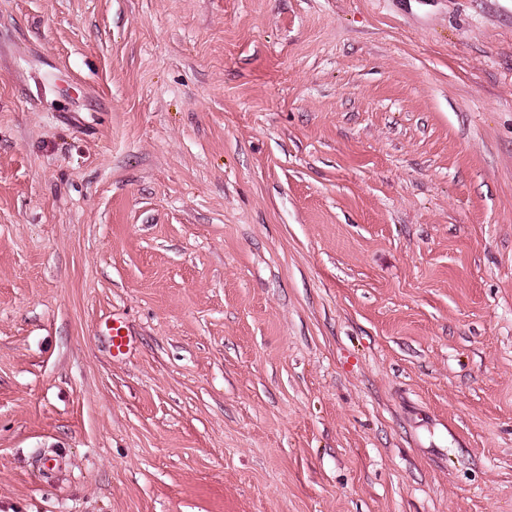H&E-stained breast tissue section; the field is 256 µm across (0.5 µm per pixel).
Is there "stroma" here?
Instances as JSON below:
<instances>
[{
	"mask_svg": "<svg viewBox=\"0 0 512 512\" xmlns=\"http://www.w3.org/2000/svg\"><path fill=\"white\" fill-rule=\"evenodd\" d=\"M0 512H512V0H0ZM109 329V336L112 344V355L116 358L124 357L131 349V337L123 319L112 315V326Z\"/></svg>",
	"mask_w": 512,
	"mask_h": 512,
	"instance_id": "1",
	"label": "stroma"
}]
</instances>
